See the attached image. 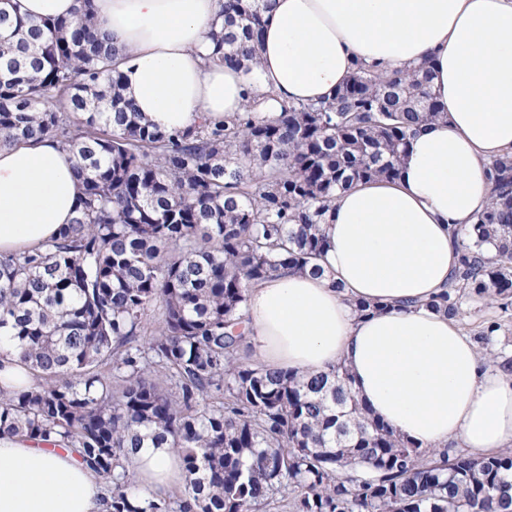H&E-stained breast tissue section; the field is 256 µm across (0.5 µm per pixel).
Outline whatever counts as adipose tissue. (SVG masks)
I'll return each mask as SVG.
<instances>
[{
    "label": "adipose tissue",
    "mask_w": 512,
    "mask_h": 512,
    "mask_svg": "<svg viewBox=\"0 0 512 512\" xmlns=\"http://www.w3.org/2000/svg\"><path fill=\"white\" fill-rule=\"evenodd\" d=\"M223 0H93L126 96L164 130L251 105L331 98L356 61L391 71L430 59L444 119L410 135L397 179L338 193L321 275L283 272L248 296L250 341L271 368L346 366L369 412L422 450L473 457L512 446V373L486 366L455 321L423 307L458 263L489 199L490 162L512 152V0H270L251 74L208 62ZM76 158L49 138L0 149V253L41 248L79 205ZM354 299L385 303L358 316ZM145 496L183 483L178 454L131 458ZM105 489L71 449L0 439V512H102Z\"/></svg>",
    "instance_id": "adipose-tissue-1"
}]
</instances>
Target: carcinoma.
<instances>
[{
	"instance_id": "carcinoma-1",
	"label": "carcinoma",
	"mask_w": 512,
	"mask_h": 512,
	"mask_svg": "<svg viewBox=\"0 0 512 512\" xmlns=\"http://www.w3.org/2000/svg\"><path fill=\"white\" fill-rule=\"evenodd\" d=\"M37 22L0 8V147L50 138L77 158L73 223L37 253H0V335L36 376L0 385V439L76 448L106 512H512V448L422 452L377 421L337 367L278 371L241 355L251 288L321 272L337 193L399 177L410 132L443 119L430 61L358 63L332 98L150 124L124 95L91 0ZM267 0H224L212 60L250 71ZM448 290L423 302L512 301V154L463 236ZM161 322L141 340L148 312ZM175 448L180 494L143 497L137 448Z\"/></svg>"
}]
</instances>
